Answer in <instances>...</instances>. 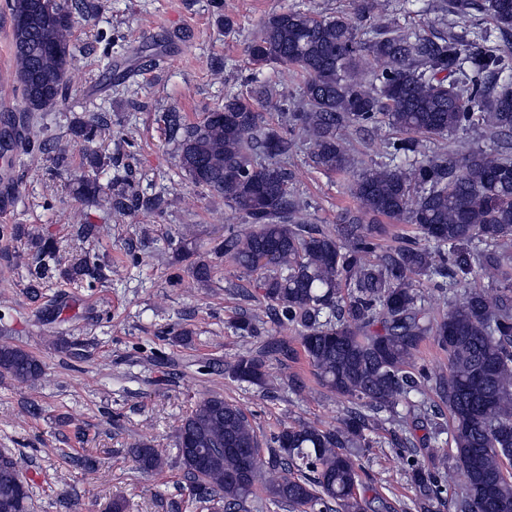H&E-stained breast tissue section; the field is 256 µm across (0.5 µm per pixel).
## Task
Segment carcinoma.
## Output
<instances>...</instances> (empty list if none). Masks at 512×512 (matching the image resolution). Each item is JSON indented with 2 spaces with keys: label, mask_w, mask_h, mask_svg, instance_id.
I'll list each match as a JSON object with an SVG mask.
<instances>
[{
  "label": "carcinoma",
  "mask_w": 512,
  "mask_h": 512,
  "mask_svg": "<svg viewBox=\"0 0 512 512\" xmlns=\"http://www.w3.org/2000/svg\"><path fill=\"white\" fill-rule=\"evenodd\" d=\"M13 20L15 75L28 112L63 101L73 57L74 21L63 0H6ZM372 7L316 16L287 10L266 16L248 46L258 67L276 65L304 77L300 104L272 123L264 109L280 107L275 86L248 79L244 95L202 120L185 125L164 116L177 142L178 165L192 183L224 200L249 228L224 236L221 254L244 274H258L265 310L277 327L299 335L318 383L348 401L332 427L299 422L261 448L256 429L238 406L212 395L178 427L176 449L188 487L203 508L250 512L254 490L300 512H367L361 495L367 474L359 463L378 429L380 414L398 416L391 444L408 449L406 463L418 488L419 512H512V0H447L445 12H484L511 36L505 49L464 42L448 30L431 38L393 25L359 31ZM388 162L356 175V208L333 236L303 222L304 204L293 190L288 156L305 136L314 166L353 172L350 127L379 131ZM110 131L103 116L72 125L91 142ZM452 131L494 141L491 152L469 149L456 157L431 150ZM80 194L118 213L157 210L161 196L135 189L110 194L86 179ZM380 217L412 224L418 238L378 253L372 224ZM37 265L56 255L57 243L34 236ZM450 295L448 311L431 319L415 283ZM483 279L492 287L476 284ZM256 316L235 328L266 332ZM448 352V373L412 371L421 344ZM284 339L271 338L240 356L229 372L262 387L268 361L293 357ZM37 383L42 362L30 351L0 343V374ZM433 392L448 403V423L435 422L410 395ZM426 428L425 443L450 436L453 466L433 472L409 435ZM145 472L161 469V455L146 444L130 449ZM462 478L460 494L448 486ZM29 485L17 459L0 452V512H27Z\"/></svg>",
  "instance_id": "obj_1"
}]
</instances>
